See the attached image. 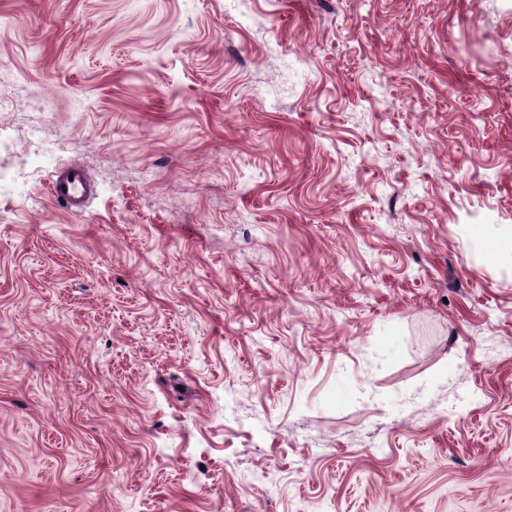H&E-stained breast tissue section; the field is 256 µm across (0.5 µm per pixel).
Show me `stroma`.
Returning a JSON list of instances; mask_svg holds the SVG:
<instances>
[{"label":"stroma","instance_id":"35a3bbf8","mask_svg":"<svg viewBox=\"0 0 512 512\" xmlns=\"http://www.w3.org/2000/svg\"><path fill=\"white\" fill-rule=\"evenodd\" d=\"M0 94V512H512V0H0ZM52 199L73 213L81 214L94 195L91 182L78 170L61 173L53 180L49 190Z\"/></svg>","mask_w":512,"mask_h":512}]
</instances>
